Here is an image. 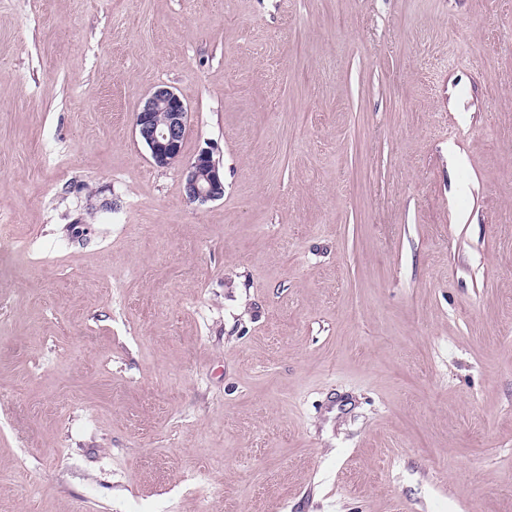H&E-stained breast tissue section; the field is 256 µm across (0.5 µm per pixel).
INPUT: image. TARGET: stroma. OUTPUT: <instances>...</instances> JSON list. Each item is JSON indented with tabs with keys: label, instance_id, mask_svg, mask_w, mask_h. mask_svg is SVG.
<instances>
[{
	"label": "stroma",
	"instance_id": "obj_1",
	"mask_svg": "<svg viewBox=\"0 0 512 512\" xmlns=\"http://www.w3.org/2000/svg\"><path fill=\"white\" fill-rule=\"evenodd\" d=\"M212 148L188 203L134 114ZM512 0H0V512H512ZM188 124V109L170 87L158 85L135 113V134L158 168L179 165ZM185 198L191 203H207L224 197V175L210 150H200L182 169Z\"/></svg>",
	"mask_w": 512,
	"mask_h": 512
}]
</instances>
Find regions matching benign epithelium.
I'll list each match as a JSON object with an SVG mask.
<instances>
[{
  "label": "benign epithelium",
  "mask_w": 512,
  "mask_h": 512,
  "mask_svg": "<svg viewBox=\"0 0 512 512\" xmlns=\"http://www.w3.org/2000/svg\"><path fill=\"white\" fill-rule=\"evenodd\" d=\"M188 124V109L170 87L158 85L135 113V134L147 148L150 160L158 168L181 163L182 145ZM185 198L191 203L218 201L224 197V175L203 149L182 169Z\"/></svg>",
  "instance_id": "1"
}]
</instances>
